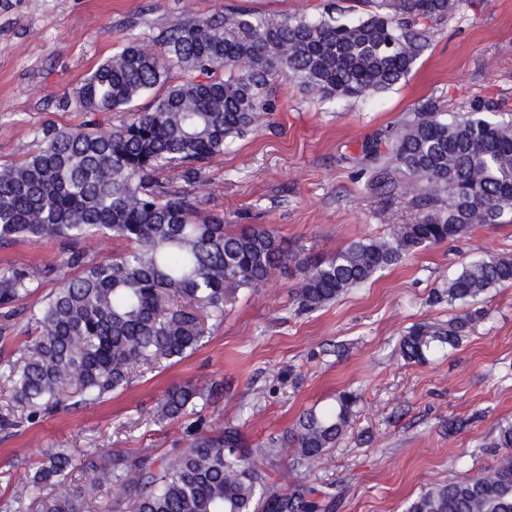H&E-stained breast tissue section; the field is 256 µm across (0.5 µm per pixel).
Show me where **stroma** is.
Wrapping results in <instances>:
<instances>
[{
	"instance_id": "stroma-1",
	"label": "stroma",
	"mask_w": 512,
	"mask_h": 512,
	"mask_svg": "<svg viewBox=\"0 0 512 512\" xmlns=\"http://www.w3.org/2000/svg\"><path fill=\"white\" fill-rule=\"evenodd\" d=\"M220 2L0 0V163L35 152L32 131L45 123L79 124L81 114L60 109L58 96L124 44L151 39L185 9L207 13ZM236 3L272 18L363 13L359 0ZM425 29L427 46L406 82L351 105L278 82L276 111L216 157L197 184L206 211L233 230L269 225L310 265L420 221L426 211L404 177L390 194L373 189L364 151L429 101L451 115L480 101L512 115V0H477ZM486 256H512V223L478 224L458 241L411 253L313 311L300 307L292 270L227 294L223 324L206 323V342L194 353L134 368L127 388L97 403L0 432V499L11 500L12 512H42L17 492L54 449L167 452L184 426L159 421L157 411L169 387L187 382L223 383L205 417L216 428L239 424L249 448L285 433L306 410L332 407L340 391L355 392L350 431L318 470L302 471L286 448L271 474L282 493L301 480L332 492L334 512H404L431 485L487 471L507 455L503 436L512 431V285L465 304L446 296L449 275ZM60 258L52 239L0 246V266H54ZM54 286L35 283L16 315L0 317V362L19 357L33 330L27 312ZM469 314L456 347L422 363L403 355L402 336L445 332ZM452 419L467 425L449 433Z\"/></svg>"
}]
</instances>
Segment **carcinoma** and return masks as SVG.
<instances>
[{"instance_id": "carcinoma-1", "label": "carcinoma", "mask_w": 512, "mask_h": 512, "mask_svg": "<svg viewBox=\"0 0 512 512\" xmlns=\"http://www.w3.org/2000/svg\"><path fill=\"white\" fill-rule=\"evenodd\" d=\"M357 20L263 17L234 4L172 20L151 40L128 43L61 98L82 114L73 127L35 131L39 149L0 164V242L45 238L61 246V263L80 269L32 311L38 334L21 364L0 363V378L32 414L98 402L125 389L131 368L184 357L206 338L202 318L224 320V289L249 291L296 256L263 224L230 231L203 215L195 185L210 162L275 110L270 82H299L323 101L354 102L406 80L426 47L422 20H439L472 0H358ZM182 72L177 82L172 71ZM155 93L151 107L135 110ZM124 114L118 124L109 114ZM389 159L424 184L416 199L429 213L387 238L351 242L327 261L303 268L301 307L330 304L413 252L461 238L475 224L512 223V119L474 106L443 117L429 103L390 141L366 150ZM126 242L118 259H88L91 238ZM53 273L50 267H0V309ZM512 284V258L469 262L448 278V302L467 303ZM461 323L444 334L415 329L402 337L405 356L422 362L453 347ZM220 384L175 385L164 395L162 421H186L182 442L160 457L114 453L45 455L23 492L37 502L51 490L47 512H85L70 472L90 470L96 492L112 487L126 512H333L334 496L309 483L272 489L280 449H296L311 472L351 427L358 400L343 391L336 405L302 414L295 426L260 448H245L239 428H201ZM406 512H512V456L491 473L430 486Z\"/></svg>"}]
</instances>
